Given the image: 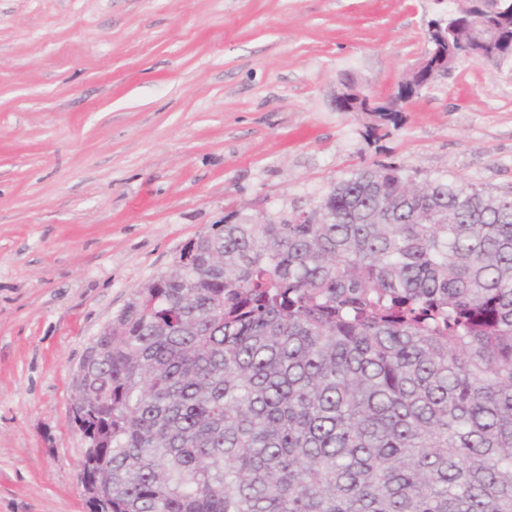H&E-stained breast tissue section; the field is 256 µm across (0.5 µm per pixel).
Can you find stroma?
<instances>
[{
  "label": "stroma",
  "mask_w": 512,
  "mask_h": 512,
  "mask_svg": "<svg viewBox=\"0 0 512 512\" xmlns=\"http://www.w3.org/2000/svg\"><path fill=\"white\" fill-rule=\"evenodd\" d=\"M454 0H0V512H90L72 378L184 245L350 173L512 191V66L386 97ZM426 88L427 85L422 84V82L418 81L417 79L414 80V83L412 85H410L409 81H403L399 84L398 91L396 94L400 98L392 99L389 104L395 111L403 112V100L401 99V97L406 96L408 99H410L413 96H417L418 94H420ZM338 95L339 96L337 97L336 101L342 112H347L351 110V108L349 107L350 105H354L355 103L361 102L363 100H365L366 105L371 108V103L376 101L365 95L363 92L354 89H350L346 92H343L341 95ZM374 105L378 106L373 107L369 110L364 109L360 105L352 106V108L354 109V112H376L383 120L390 121L392 123L396 122V114L398 112L389 109L385 104L381 102L375 103Z\"/></svg>",
  "instance_id": "1"
}]
</instances>
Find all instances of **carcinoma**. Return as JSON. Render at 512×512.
Segmentation results:
<instances>
[{"instance_id": "cac0c4a2", "label": "carcinoma", "mask_w": 512, "mask_h": 512, "mask_svg": "<svg viewBox=\"0 0 512 512\" xmlns=\"http://www.w3.org/2000/svg\"><path fill=\"white\" fill-rule=\"evenodd\" d=\"M476 30L512 6L431 49ZM80 366L91 512H512V194L388 163L286 218L233 211Z\"/></svg>"}]
</instances>
